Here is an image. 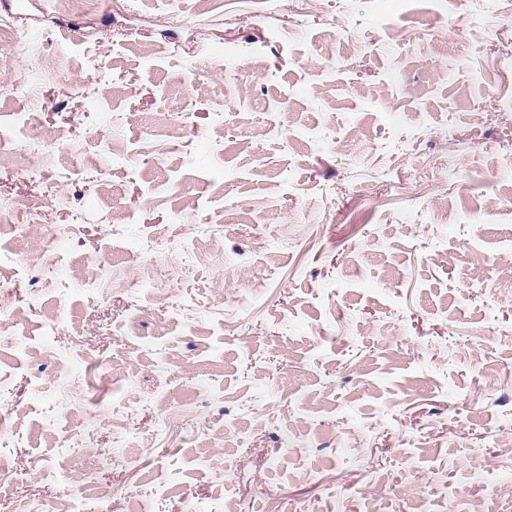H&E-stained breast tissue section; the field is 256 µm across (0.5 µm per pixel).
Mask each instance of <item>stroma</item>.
<instances>
[{
	"label": "stroma",
	"instance_id": "1",
	"mask_svg": "<svg viewBox=\"0 0 512 512\" xmlns=\"http://www.w3.org/2000/svg\"><path fill=\"white\" fill-rule=\"evenodd\" d=\"M24 2L0 512H512V0Z\"/></svg>",
	"mask_w": 512,
	"mask_h": 512
}]
</instances>
